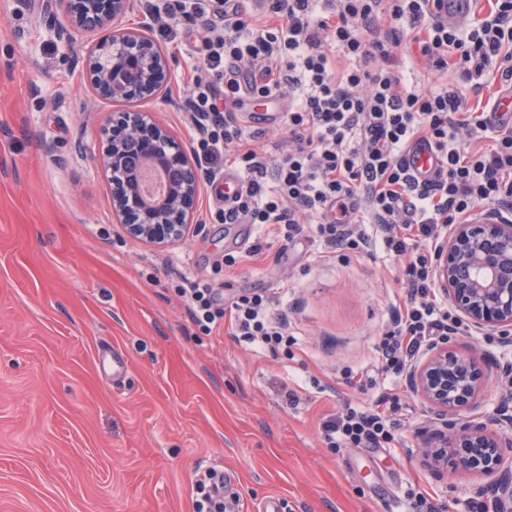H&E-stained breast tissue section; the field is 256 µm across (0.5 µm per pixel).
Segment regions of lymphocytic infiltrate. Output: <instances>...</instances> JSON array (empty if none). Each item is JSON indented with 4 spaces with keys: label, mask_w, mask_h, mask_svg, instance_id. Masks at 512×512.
Here are the masks:
<instances>
[{
    "label": "lymphocytic infiltrate",
    "mask_w": 512,
    "mask_h": 512,
    "mask_svg": "<svg viewBox=\"0 0 512 512\" xmlns=\"http://www.w3.org/2000/svg\"><path fill=\"white\" fill-rule=\"evenodd\" d=\"M316 7L263 0L272 22L258 28L242 0H224V32L208 38L187 85L196 160L211 187L225 166L243 174L214 213L223 223L277 224L290 239L314 224L330 246L368 253L381 245L403 258L407 299L379 344L386 369L399 373L461 327L434 288L445 230L480 205L512 213V127L471 108L461 89L419 90L403 71L442 75L455 64L474 91L493 70L512 84V0H475L462 26L449 23V0H333L326 16ZM407 28L416 51L399 67L393 57ZM257 96L287 104L288 149L276 163L235 116ZM463 129L471 140L460 138ZM418 143L436 155L428 179L406 163ZM181 295L204 331L226 321L238 340L271 349L289 338L271 296L246 291L228 301L201 279ZM397 409V396L385 393L370 408L347 407L323 432L334 448H380L393 439Z\"/></svg>",
    "instance_id": "1"
}]
</instances>
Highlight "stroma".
Here are the masks:
<instances>
[{
  "instance_id": "1",
  "label": "stroma",
  "mask_w": 512,
  "mask_h": 512,
  "mask_svg": "<svg viewBox=\"0 0 512 512\" xmlns=\"http://www.w3.org/2000/svg\"><path fill=\"white\" fill-rule=\"evenodd\" d=\"M42 4L0 0V512H192L208 469L243 512L270 497L281 512H412L421 494L444 512H494L480 478L428 466L422 446L439 422L377 352L406 298L401 260L381 247L341 257L313 224L289 241L220 223L207 211L224 202L207 190L181 241L128 237L97 129L133 105L90 101L71 58L101 37L60 43L39 22ZM214 17L164 46L178 100ZM196 278L228 299L277 296L293 341L270 351L201 331L177 293ZM448 344L490 370L462 418H501L512 337L468 329ZM103 349L127 364L119 382L99 370ZM387 389L401 404L390 446L330 448L323 422Z\"/></svg>"
}]
</instances>
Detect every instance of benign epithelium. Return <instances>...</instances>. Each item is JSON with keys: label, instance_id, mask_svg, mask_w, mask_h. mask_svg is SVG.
<instances>
[{"label": "benign epithelium", "instance_id": "7a95c632", "mask_svg": "<svg viewBox=\"0 0 512 512\" xmlns=\"http://www.w3.org/2000/svg\"><path fill=\"white\" fill-rule=\"evenodd\" d=\"M45 0L42 23L56 38L72 44L83 32L112 28L96 49L77 59L86 71L94 97L149 101L177 109L183 104L167 92L170 62L147 34L156 20L155 0ZM137 13V29L115 22ZM120 44L123 58L99 67L96 54ZM155 109L119 112L99 128V164L112 185V213L132 238L157 246L180 241L194 223L205 175L190 143L179 140L154 116ZM147 171L162 174L166 191L144 196L140 178ZM436 277L448 303L478 331L512 329V221L486 213L454 224L439 245ZM486 376L477 360L452 347L440 346L409 374L414 392L428 403L442 429L425 440V457L438 468L455 457V472L479 475L494 494L495 512H512V435L499 423L470 419L461 411L474 406Z\"/></svg>", "mask_w": 512, "mask_h": 512}]
</instances>
